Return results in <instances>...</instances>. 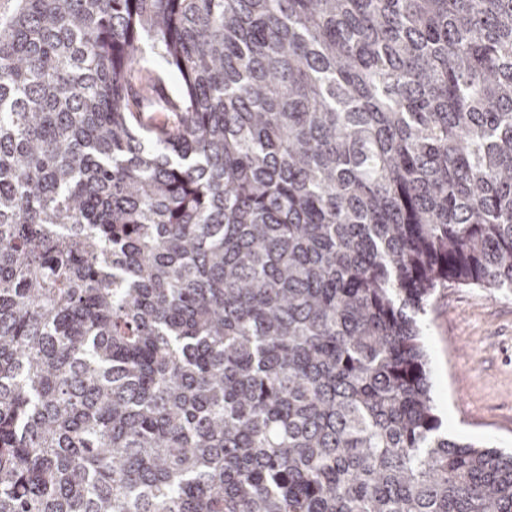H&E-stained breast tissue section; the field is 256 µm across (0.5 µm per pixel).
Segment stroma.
<instances>
[{
  "label": "stroma",
  "mask_w": 512,
  "mask_h": 512,
  "mask_svg": "<svg viewBox=\"0 0 512 512\" xmlns=\"http://www.w3.org/2000/svg\"><path fill=\"white\" fill-rule=\"evenodd\" d=\"M417 323L449 436L512 452V293L440 288Z\"/></svg>",
  "instance_id": "1"
}]
</instances>
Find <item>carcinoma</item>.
<instances>
[{"mask_svg":"<svg viewBox=\"0 0 512 512\" xmlns=\"http://www.w3.org/2000/svg\"><path fill=\"white\" fill-rule=\"evenodd\" d=\"M449 285L512 293V0H0V512H512ZM417 323L448 436L512 452V293L438 288Z\"/></svg>","mask_w":512,"mask_h":512,"instance_id":"cac0c4a2","label":"carcinoma"}]
</instances>
